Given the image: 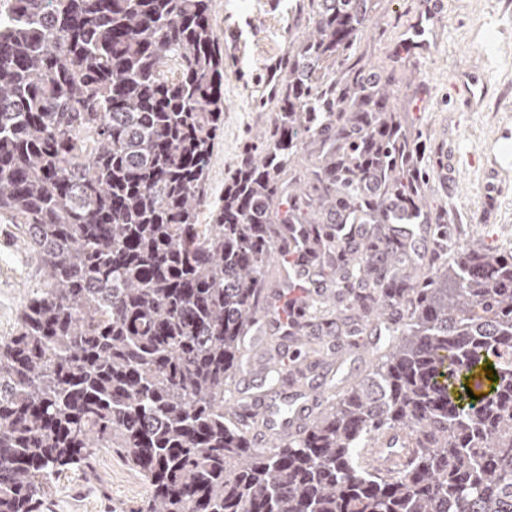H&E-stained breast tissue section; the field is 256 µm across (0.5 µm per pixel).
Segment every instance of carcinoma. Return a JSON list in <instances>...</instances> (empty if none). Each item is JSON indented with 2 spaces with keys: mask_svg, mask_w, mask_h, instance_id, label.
I'll use <instances>...</instances> for the list:
<instances>
[{
  "mask_svg": "<svg viewBox=\"0 0 512 512\" xmlns=\"http://www.w3.org/2000/svg\"><path fill=\"white\" fill-rule=\"evenodd\" d=\"M364 2L307 0L273 127L209 224L211 0L0 3V212L40 266L0 337V512H38L96 448L149 483L143 512H512V251L435 253L411 282L377 272L353 299L399 315L387 351L302 433L261 447L226 408L280 226L309 195L348 224L389 223L394 198L419 209L417 175L388 169L387 88L363 93L347 56ZM307 137L328 162L292 187L279 170ZM308 230L347 269L340 287L374 271L378 244ZM391 430L414 445L384 471L373 441Z\"/></svg>",
  "mask_w": 512,
  "mask_h": 512,
  "instance_id": "carcinoma-1",
  "label": "carcinoma"
}]
</instances>
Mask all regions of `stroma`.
<instances>
[{"label":"stroma","instance_id":"1","mask_svg":"<svg viewBox=\"0 0 512 512\" xmlns=\"http://www.w3.org/2000/svg\"><path fill=\"white\" fill-rule=\"evenodd\" d=\"M438 40L423 62L398 57L394 45L420 0H367L368 28L357 41L363 65L392 91L391 116L404 138L419 145L409 166L423 210L452 228V240L512 244V175L489 179L493 153L512 150V0H442ZM211 17L224 51V127L211 159V202L242 151L255 143L273 117L266 101L267 70L284 63L298 31L309 24L300 0H212ZM483 81L487 93L475 108L453 95L464 74ZM19 226L0 216V336L11 335L26 296L39 276L24 249ZM333 325L304 316L298 323L307 344L323 346L358 324L363 345L353 349L348 374L368 371L383 350L374 323L350 310L343 294L328 298ZM151 496L148 482L115 450L97 449L86 471L56 478L40 512H141Z\"/></svg>","mask_w":512,"mask_h":512}]
</instances>
